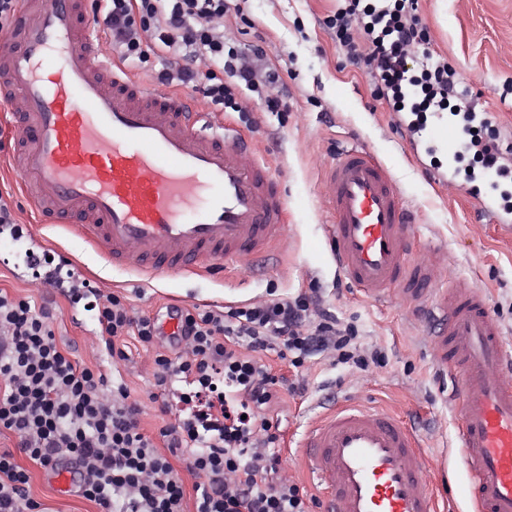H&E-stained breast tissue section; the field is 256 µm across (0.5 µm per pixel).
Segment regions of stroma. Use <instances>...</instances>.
<instances>
[{"instance_id": "1", "label": "stroma", "mask_w": 512, "mask_h": 512, "mask_svg": "<svg viewBox=\"0 0 512 512\" xmlns=\"http://www.w3.org/2000/svg\"><path fill=\"white\" fill-rule=\"evenodd\" d=\"M342 0H231L224 34L240 48L261 43L264 70L278 74L288 91V109L267 111L253 93L239 88L245 109L234 112L196 94L199 109L234 129L254 145L286 192L282 222L286 241H273L274 265L264 277L248 275L246 261L229 262L206 272L149 281L112 267L90 238L75 235L66 224L39 223L8 164L13 120L0 111V192L10 195L17 223L26 226L44 251L64 255L101 295L123 296L133 314L165 320L176 309L230 311L259 301L297 298L318 289L322 306L353 325L362 347L385 356L359 370L312 355L293 368L276 353L263 357L275 376L300 381L301 393L282 392L270 417L282 421L281 464L307 494L322 498L307 475V461L291 447L321 404L355 400L390 410L406 427L422 435L427 452L430 491L447 497L446 512H471L454 466L456 423L448 401V381L436 373L423 329L406 302L378 306L360 296L327 260L330 243L322 174L346 146L364 141L373 158L387 166L405 201L418 211L419 228L413 258L427 244L441 240L447 255L444 276L478 286L504 326L512 345V236L501 233L482 211V201L460 182L429 175L431 164L447 165L443 154L427 157L414 147L405 125L392 112L381 86L364 65L351 61L328 25ZM417 14L430 56L448 62L456 72L458 93L475 111L486 114L505 157L512 159V0H417ZM19 260L11 240H0V294L50 308L60 348L80 365L123 381L142 400L140 425L157 435L175 423L176 413L163 412L161 401L148 399L154 353L127 337L129 362L113 360L98 340L99 327L86 303H72L39 281L18 279ZM0 448L14 452L29 476V492L44 512H100L75 492H60L51 473L19 451L10 433L0 434Z\"/></svg>"}]
</instances>
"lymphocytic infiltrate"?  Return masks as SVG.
Segmentation results:
<instances>
[{
  "mask_svg": "<svg viewBox=\"0 0 512 512\" xmlns=\"http://www.w3.org/2000/svg\"><path fill=\"white\" fill-rule=\"evenodd\" d=\"M130 2L93 3L125 61L142 60L150 41L173 55L158 71L159 83L195 87L234 110L240 107L235 89L243 86L270 111H287L273 92L274 76L254 63L262 49L246 55L226 41L227 0H138L135 9ZM359 4L350 0L329 25L348 55L380 80L394 109L421 119L453 104L472 124L448 65L409 67L408 48L421 35L418 17L399 7L362 13ZM94 310L105 347L118 360H126L121 344L132 334L155 348L153 387L179 396L178 419L157 436L144 433L140 404L127 386L60 349L50 310L1 295L0 431L14 434L31 460L50 471L64 458L76 460L78 489L101 512H185L176 458L203 477L195 485L194 512H311L314 499L281 467L279 425L268 415L279 389L300 387L276 378L260 356L273 351L298 368L314 352L329 351L337 362L363 369L368 360L352 346V326L321 308L314 295L229 312L187 310L178 314L183 349L171 356L158 348V323L134 316L119 296L97 300ZM28 484L13 451L0 449V512H40Z\"/></svg>",
  "mask_w": 512,
  "mask_h": 512,
  "instance_id": "obj_1",
  "label": "lymphocytic infiltrate"
}]
</instances>
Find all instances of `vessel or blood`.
I'll return each instance as SVG.
<instances>
[{"mask_svg": "<svg viewBox=\"0 0 512 512\" xmlns=\"http://www.w3.org/2000/svg\"><path fill=\"white\" fill-rule=\"evenodd\" d=\"M0 110L18 122L11 164L43 219L70 222L112 265L164 279L243 257L262 262L283 239L287 199L238 135L167 88L133 78L98 47L82 0H23L0 34ZM429 138L449 159L460 123ZM328 258L366 298L425 308L434 365L453 380L462 476L475 512H512V349L475 288L434 282L410 258L417 213L366 146L324 168ZM297 446L322 512H436L425 451L387 411L322 408Z\"/></svg>", "mask_w": 512, "mask_h": 512, "instance_id": "obj_1", "label": "vessel or blood"}]
</instances>
